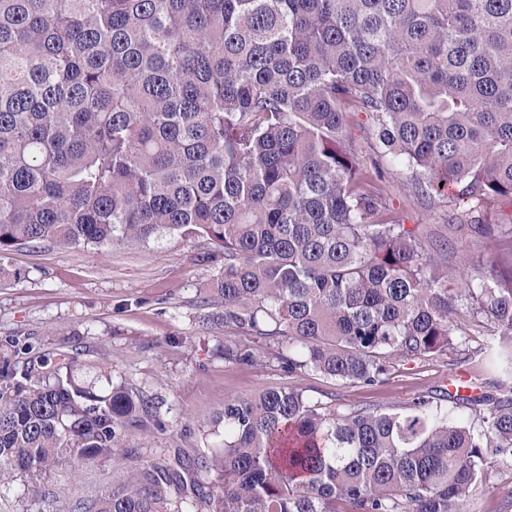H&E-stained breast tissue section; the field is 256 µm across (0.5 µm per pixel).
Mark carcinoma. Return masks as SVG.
Wrapping results in <instances>:
<instances>
[{
    "label": "carcinoma",
    "instance_id": "1",
    "mask_svg": "<svg viewBox=\"0 0 512 512\" xmlns=\"http://www.w3.org/2000/svg\"><path fill=\"white\" fill-rule=\"evenodd\" d=\"M350 106L415 195L465 201L464 228L512 254L478 216L512 202V0H0V255L206 238L218 319L279 339L288 372L374 386L450 354L493 386L395 411L229 398L223 447L146 461L77 512H472L487 459L512 466V267L424 248ZM78 370L29 334L0 348V484L32 479L35 503L56 494L38 477L167 431L153 399ZM365 121L366 117L364 114H352V117L348 121V131L351 134L358 151L364 157L369 166L371 158H375L377 146L374 139H372L368 134L367 126L362 125Z\"/></svg>",
    "mask_w": 512,
    "mask_h": 512
}]
</instances>
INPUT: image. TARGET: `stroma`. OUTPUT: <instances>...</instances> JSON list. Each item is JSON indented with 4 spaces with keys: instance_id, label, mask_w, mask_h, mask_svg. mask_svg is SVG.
<instances>
[{
    "instance_id": "1",
    "label": "stroma",
    "mask_w": 512,
    "mask_h": 512,
    "mask_svg": "<svg viewBox=\"0 0 512 512\" xmlns=\"http://www.w3.org/2000/svg\"><path fill=\"white\" fill-rule=\"evenodd\" d=\"M408 171L389 166L386 204L402 210L423 244L448 238L457 256L469 257L490 271L500 259L484 240L453 226L465 205L456 199L427 201L409 194ZM207 239L166 236L139 246L62 248L23 246L0 256L8 279L0 281V342L30 333L44 350L68 340L79 364H108L113 382L156 397L166 432L150 437L131 434L135 455L116 464L86 462L77 474L67 470L44 475L58 488L45 512H73L77 500L120 482L143 460L180 449L194 455L219 448L224 431L215 419L228 398L248 399L292 386L312 402L345 411L358 407L389 409L448 385V358L440 355L394 362L385 383L367 386L311 371L288 373L277 359L280 346L259 339V362L245 365L224 359V345L237 341L234 329L211 320L218 306L206 288L218 268L205 256ZM491 479L473 497L475 512H505L512 496V468L491 462Z\"/></svg>"
}]
</instances>
